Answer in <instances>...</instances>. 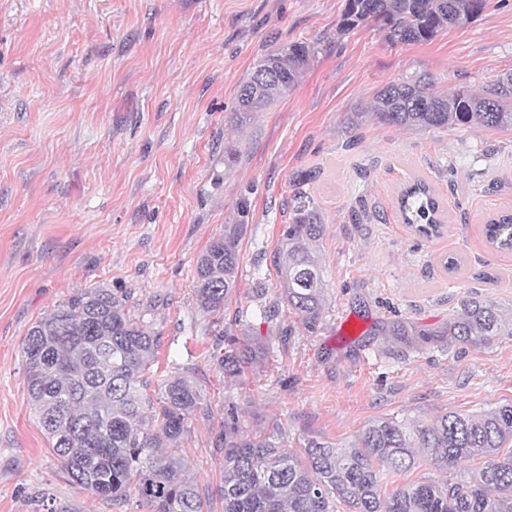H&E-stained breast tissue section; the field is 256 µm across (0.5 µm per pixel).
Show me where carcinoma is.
Returning <instances> with one entry per match:
<instances>
[{
	"mask_svg": "<svg viewBox=\"0 0 512 512\" xmlns=\"http://www.w3.org/2000/svg\"><path fill=\"white\" fill-rule=\"evenodd\" d=\"M488 0H345L336 25L341 35L376 24L393 45L428 43L480 16ZM321 42H295L264 57L242 84L234 111L242 125L295 88ZM372 115L406 128L456 126L512 129V72L481 94H437L426 79L393 83L374 97ZM297 177L292 218L277 248L279 302L314 332L327 306L320 242L325 224ZM399 199L408 225L436 223L437 201L424 181ZM241 224L224 225L197 263L196 304L218 313L239 282ZM120 288H83L36 322L22 349L28 401L52 443L67 481L111 504L134 488L148 512H212L176 446L203 410L195 377L173 372L156 397L144 373L158 340L125 309ZM385 335L412 346L463 351L512 336V312L468 293L448 322L424 329L388 322ZM208 360L232 378L266 356L258 339L235 346L231 330L214 332ZM512 403L473 414L449 411L431 422L380 418L348 444L311 437L298 453L259 432L243 434L234 408L225 411L215 445L224 452L218 495L223 512H512ZM447 470L465 460L481 466L456 481L421 482L388 493L381 474L415 467L419 453Z\"/></svg>",
	"mask_w": 512,
	"mask_h": 512,
	"instance_id": "cac0c4a2",
	"label": "carcinoma"
}]
</instances>
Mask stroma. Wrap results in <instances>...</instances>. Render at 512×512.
<instances>
[{
	"label": "stroma",
	"instance_id": "stroma-1",
	"mask_svg": "<svg viewBox=\"0 0 512 512\" xmlns=\"http://www.w3.org/2000/svg\"><path fill=\"white\" fill-rule=\"evenodd\" d=\"M343 5L0 0V512H41L46 497L75 512H147L138 495L115 506L65 480L30 410L25 337L81 288L127 290V310L159 340L150 381L176 367L201 381L182 456L216 510L227 406L244 430L280 428L295 449L311 437L349 442L379 418L512 403V337L460 354L403 349L381 331L397 318L439 326L466 293L512 303V251L485 237L489 219L512 213V129H404L369 112L411 76L476 93L512 72V0H490L432 42L398 45L372 25L337 35ZM316 38L323 48L296 88L236 127L254 66ZM309 171L328 299L312 333L290 314L260 316L277 294L293 181ZM417 178L440 202V235L402 221L400 190ZM240 220L224 321L259 334L269 353L228 379L208 359L213 318L193 286L199 256Z\"/></svg>",
	"mask_w": 512,
	"mask_h": 512
}]
</instances>
